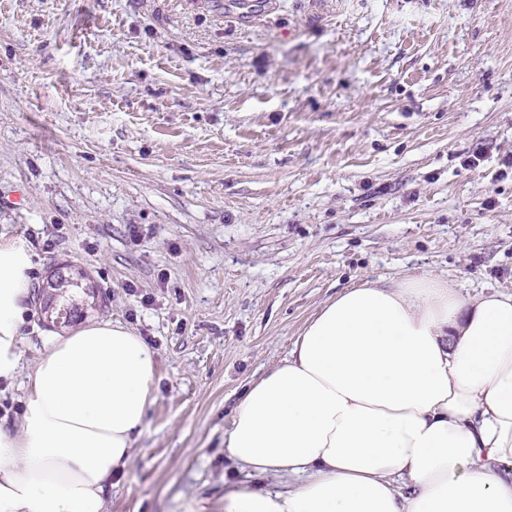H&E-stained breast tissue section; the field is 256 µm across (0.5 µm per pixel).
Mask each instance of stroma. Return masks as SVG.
<instances>
[{"label":"stroma","mask_w":512,"mask_h":512,"mask_svg":"<svg viewBox=\"0 0 512 512\" xmlns=\"http://www.w3.org/2000/svg\"><path fill=\"white\" fill-rule=\"evenodd\" d=\"M232 2L0 0V193L26 191L0 235L31 287L85 266L84 320L155 354L106 512L258 488L224 456L232 410L344 288L512 293V0ZM28 308L29 365L64 327Z\"/></svg>","instance_id":"stroma-1"}]
</instances>
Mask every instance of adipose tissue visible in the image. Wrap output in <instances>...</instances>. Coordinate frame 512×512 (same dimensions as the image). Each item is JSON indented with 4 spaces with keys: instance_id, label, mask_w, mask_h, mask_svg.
<instances>
[{
    "instance_id": "1",
    "label": "adipose tissue",
    "mask_w": 512,
    "mask_h": 512,
    "mask_svg": "<svg viewBox=\"0 0 512 512\" xmlns=\"http://www.w3.org/2000/svg\"><path fill=\"white\" fill-rule=\"evenodd\" d=\"M26 248L0 239V379L18 374ZM0 428V512H104L155 392L154 354L109 320L48 336ZM224 512H512V293L432 275L323 304L232 412Z\"/></svg>"
}]
</instances>
